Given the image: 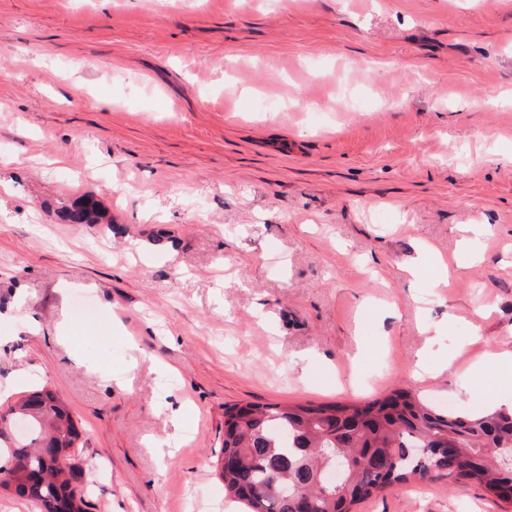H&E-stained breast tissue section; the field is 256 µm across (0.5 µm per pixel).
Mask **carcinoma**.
I'll return each mask as SVG.
<instances>
[{"mask_svg": "<svg viewBox=\"0 0 512 512\" xmlns=\"http://www.w3.org/2000/svg\"><path fill=\"white\" fill-rule=\"evenodd\" d=\"M75 224H99L102 214L88 197L66 212ZM23 420L20 437L0 432V465L9 478L0 487L40 477L26 492L39 512H87L73 486L71 465L47 462L43 449L68 448L79 438L70 409L55 392L41 388L9 408ZM222 452L238 457L221 472L224 491L247 501L249 512H351L354 504L410 479L434 474L448 485L475 484L508 503L512 487V413L483 410L444 412L410 391H397L365 404L303 405L235 403L224 409Z\"/></svg>", "mask_w": 512, "mask_h": 512, "instance_id": "cac0c4a2", "label": "carcinoma"}]
</instances>
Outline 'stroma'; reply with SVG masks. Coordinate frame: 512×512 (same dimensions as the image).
Segmentation results:
<instances>
[{
    "label": "stroma",
    "instance_id": "obj_1",
    "mask_svg": "<svg viewBox=\"0 0 512 512\" xmlns=\"http://www.w3.org/2000/svg\"><path fill=\"white\" fill-rule=\"evenodd\" d=\"M84 194L109 223L66 219ZM491 349L512 350V0H0V412L67 403L88 512H233L226 406L405 389L475 413L512 388ZM352 512L502 509L434 477Z\"/></svg>",
    "mask_w": 512,
    "mask_h": 512
}]
</instances>
